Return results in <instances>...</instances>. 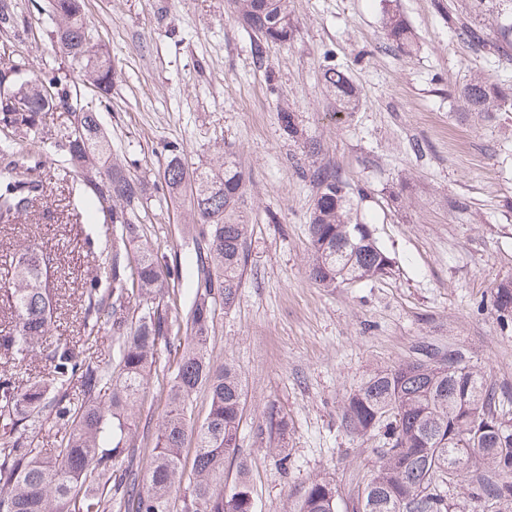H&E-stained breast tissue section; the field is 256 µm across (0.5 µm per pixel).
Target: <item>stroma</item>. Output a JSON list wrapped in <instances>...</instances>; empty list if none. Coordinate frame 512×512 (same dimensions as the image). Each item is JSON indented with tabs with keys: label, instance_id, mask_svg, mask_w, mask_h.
<instances>
[{
	"label": "stroma",
	"instance_id": "stroma-1",
	"mask_svg": "<svg viewBox=\"0 0 512 512\" xmlns=\"http://www.w3.org/2000/svg\"><path fill=\"white\" fill-rule=\"evenodd\" d=\"M397 0L418 36L409 56L384 36L383 0H291V45L269 44L263 61L253 34L233 16L232 0H84L94 42L122 79L103 100L100 119L112 157L148 185L142 220L151 244L191 268L184 222L190 196L163 191L171 149L195 168L233 152L246 180V263L237 303L217 308L209 341L215 363L241 373L246 405L238 455L250 466L257 512H295L296 490L314 478L333 480L348 505L368 478L377 440L341 425L346 396L374 373L417 359L420 342L464 350L495 387H512V324L500 319L493 289L512 280V111L467 112L456 89L474 75L512 87V66L476 56L449 16L492 29V12L468 0ZM17 23L0 31V65L25 57L51 61L48 0H13ZM346 70L358 108L342 118L322 82V67ZM293 111L297 137L282 129ZM320 143L318 154L304 142ZM48 200L26 222L0 225V334L14 322L3 291L12 280L16 242L35 237L58 266L53 338L104 363L108 335L84 343L79 333L82 285L101 274L112 227L89 211L93 194L80 174L46 155ZM336 167L363 192L359 220L370 224L391 259L378 278L322 288L308 277V217L316 195L304 172ZM149 376L148 396L131 428L152 445L164 413L159 397L168 373ZM284 419L285 434L271 419ZM282 447L287 465L270 454Z\"/></svg>",
	"mask_w": 512,
	"mask_h": 512
}]
</instances>
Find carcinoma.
<instances>
[{
	"label": "carcinoma",
	"instance_id": "obj_1",
	"mask_svg": "<svg viewBox=\"0 0 512 512\" xmlns=\"http://www.w3.org/2000/svg\"><path fill=\"white\" fill-rule=\"evenodd\" d=\"M243 26L264 45L288 44L295 35L289 0H234ZM504 6L497 35L457 22L455 31L472 51H492L512 64V0H472L481 13ZM56 17L53 58L57 65L35 73L27 59L0 67V84L15 85L11 74L24 70L21 89L27 111L0 100V224H15L33 212L44 196L43 160L46 115L62 109L66 120L53 143L66 169L88 173L86 180L107 223L119 229L112 253L105 257L103 278L83 286L80 330L85 340L109 333L116 359L99 364L79 357L69 342L57 340L46 351L51 372L16 388L13 376L0 374V512H170L169 500L183 488L180 512H256L248 465L240 460L230 493H224V469L236 458L245 390L237 367L216 365L208 342L216 307L235 303L245 262L247 225L239 222L245 177L232 154L186 169L179 150H171L163 171L168 192L189 191L196 226L195 295L186 312L189 337L168 382V410L159 423L153 448L136 444L128 417L145 395L147 377L159 370L160 347L171 345L179 313L170 292L184 278L183 268L143 241L138 209L144 183L111 161L112 140L99 123L96 106L77 112L82 89L111 93L120 71L85 39L89 30L83 0H49ZM390 45L413 54L417 36L403 13L386 10ZM323 82L335 112H353L359 94L339 66L326 65ZM457 100L470 112L512 110V95L475 76L457 89ZM31 140L28 151L14 150V137ZM317 194L308 224L310 279L324 288L370 280L388 273L390 261L376 240H365L369 224L354 217L348 184L329 165L308 169ZM12 332L0 336V355L14 364L31 360L53 327L56 295L50 270L53 259L35 241L20 246L12 259ZM495 307H512V281L494 289ZM421 358L406 371L399 364L380 371L345 400L341 422L354 436L380 437L377 464L364 499L351 512H457L448 486L468 477L471 496L495 509L512 503V390L489 384L461 354L447 371L432 362L439 346L423 341ZM201 388L209 393L206 417L189 412ZM51 421L59 434L54 457L32 447V437ZM194 444L186 471L187 442ZM297 512H338L336 485L312 479L298 489Z\"/></svg>",
	"mask_w": 512,
	"mask_h": 512
}]
</instances>
